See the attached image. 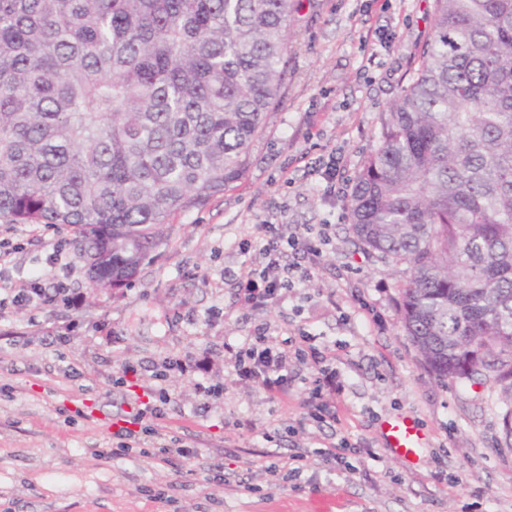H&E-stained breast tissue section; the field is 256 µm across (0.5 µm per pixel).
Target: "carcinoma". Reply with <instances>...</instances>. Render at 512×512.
I'll return each instance as SVG.
<instances>
[{
  "label": "carcinoma",
  "instance_id": "1",
  "mask_svg": "<svg viewBox=\"0 0 512 512\" xmlns=\"http://www.w3.org/2000/svg\"><path fill=\"white\" fill-rule=\"evenodd\" d=\"M296 0H0V223L70 227L122 288L177 212L244 171L288 80ZM346 230L407 265L399 311L446 383L500 386L512 437V0H433Z\"/></svg>",
  "mask_w": 512,
  "mask_h": 512
}]
</instances>
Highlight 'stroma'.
<instances>
[{
    "label": "stroma",
    "mask_w": 512,
    "mask_h": 512,
    "mask_svg": "<svg viewBox=\"0 0 512 512\" xmlns=\"http://www.w3.org/2000/svg\"><path fill=\"white\" fill-rule=\"evenodd\" d=\"M432 23V0H298L288 27L290 76L242 176L200 209L164 225L131 284L93 287L64 225L0 224L16 286L63 282L74 301L0 308V512H512L505 405L483 380L443 384L423 367L396 305L404 267L356 250L345 188L372 150ZM342 159V188L325 199L304 157ZM332 222L315 277L253 319L212 318L234 303L225 271L263 221ZM276 339L316 334L342 395L336 416L310 420L313 361L290 362L287 398L240 379L233 356L256 322ZM178 361L165 383L163 360ZM164 420L194 456L160 466L108 455L117 422L157 385ZM220 385L203 398L199 386ZM413 416L428 444L410 464L389 454L382 420ZM347 439L339 461L316 451ZM224 475L223 482L212 473Z\"/></svg>",
    "instance_id": "35a3bbf8"
}]
</instances>
